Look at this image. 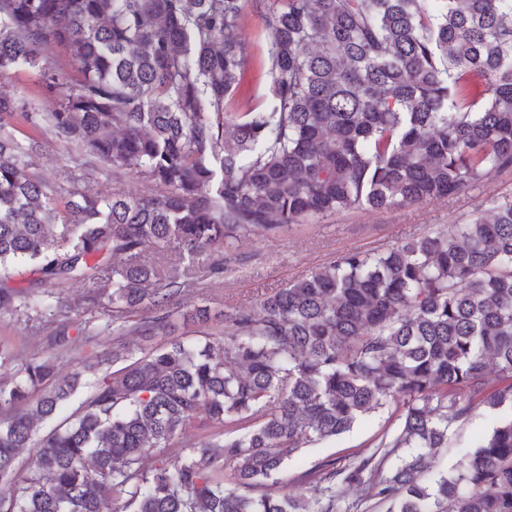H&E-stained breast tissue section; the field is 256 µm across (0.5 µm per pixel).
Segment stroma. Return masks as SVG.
Here are the masks:
<instances>
[{
	"label": "stroma",
	"instance_id": "stroma-1",
	"mask_svg": "<svg viewBox=\"0 0 512 512\" xmlns=\"http://www.w3.org/2000/svg\"><path fill=\"white\" fill-rule=\"evenodd\" d=\"M244 27L250 42V61L227 103L231 112L246 111L264 104L269 98L270 77L265 66L269 38L256 7L247 9ZM13 132L18 139L34 136L41 142L42 148L35 161L47 180L56 181L71 171L69 152L51 143L48 135L34 133L22 122L15 123ZM80 187L92 195L122 190L152 196L162 191L161 186L144 176L106 170L83 176ZM506 197L512 198V170L494 176L469 195L457 199L398 205L373 213H340L292 226L274 238L242 237L224 251L223 277L212 276L207 262H200L194 273L197 288L192 299L195 304L210 308L213 314L210 330L219 332L224 328L220 319L222 312L253 308L261 296L310 274L344 252L381 249L451 224L465 223L479 203ZM399 426L400 419L393 407H386L335 440L302 448L288 462L285 474L293 476L324 459L348 463L357 451L384 431ZM489 426L490 417L481 410L459 421L447 448L441 449L434 459L433 472H445L454 467L472 441L484 434Z\"/></svg>",
	"mask_w": 512,
	"mask_h": 512
}]
</instances>
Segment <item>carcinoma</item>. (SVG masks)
Listing matches in <instances>:
<instances>
[{
    "label": "carcinoma",
    "mask_w": 512,
    "mask_h": 512,
    "mask_svg": "<svg viewBox=\"0 0 512 512\" xmlns=\"http://www.w3.org/2000/svg\"><path fill=\"white\" fill-rule=\"evenodd\" d=\"M257 0H0V131L20 117L89 174H140L156 196L92 197L51 183L33 145L0 135V317L51 326L62 358L75 307L144 341L172 326L192 268L241 236L341 212L468 195L512 169V0H269L270 99L229 112ZM65 50L76 81L56 63ZM21 69L50 112L5 89ZM172 248L178 259H147ZM31 265L25 288L8 285ZM195 337L136 356L55 362L0 340V512H512V200L467 224L352 250L259 309L182 314ZM496 371L500 386L490 381ZM73 418L36 437L79 389ZM396 404L402 423L348 465L282 481L301 448ZM491 428L428 480L455 423ZM206 417L216 431L192 433ZM254 418L238 436L224 422ZM34 449L32 466L17 467Z\"/></svg>",
    "instance_id": "cac0c4a2"
}]
</instances>
